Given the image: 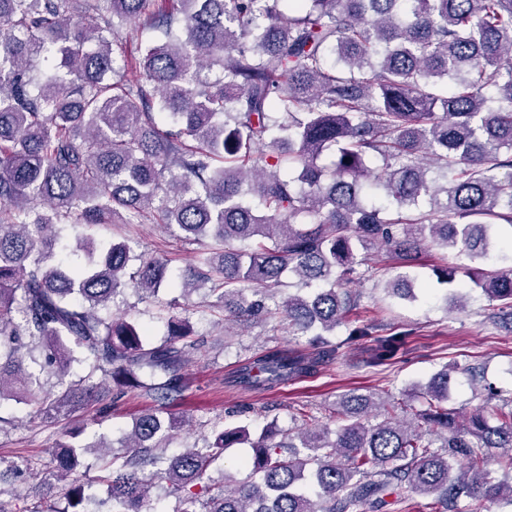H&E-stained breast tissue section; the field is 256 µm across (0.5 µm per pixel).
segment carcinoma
I'll return each instance as SVG.
<instances>
[{"instance_id": "1", "label": "carcinoma", "mask_w": 512, "mask_h": 512, "mask_svg": "<svg viewBox=\"0 0 512 512\" xmlns=\"http://www.w3.org/2000/svg\"><path fill=\"white\" fill-rule=\"evenodd\" d=\"M0 0V403L22 401L42 422L70 421L83 403L107 413L127 388L154 397L99 482L112 512H147L161 481L175 512H394L414 495L436 512L464 499L512 501V397L464 422L448 412V369L419 386L412 418L392 399L348 392L336 431L221 428L165 457L183 419L167 413L197 349L191 308L168 319L170 341L112 308L127 287L146 297L169 260L124 239L76 242L83 260L56 261L61 231L150 222L199 246L179 277L205 290L224 322L283 317L310 350H270L238 382L266 389L334 359L328 336L350 322V284L372 256L397 261L390 297L414 302L415 262L428 248L462 261L512 332V0ZM147 33L128 57L118 32ZM53 61L46 72L34 58ZM129 69L140 79L125 81ZM333 150L334 161L320 163ZM378 158L382 167L369 166ZM506 266L483 268L492 248ZM457 268L438 282L466 295ZM296 279L304 292L282 296ZM386 364L411 331L381 336ZM85 369L67 380L73 364ZM57 378L44 389L43 373ZM498 424H489V416ZM65 430L52 474L68 508L89 512L76 475L104 441ZM249 443L248 475L211 492L224 450ZM498 449V480L486 470ZM465 471L453 478V466Z\"/></svg>"}]
</instances>
